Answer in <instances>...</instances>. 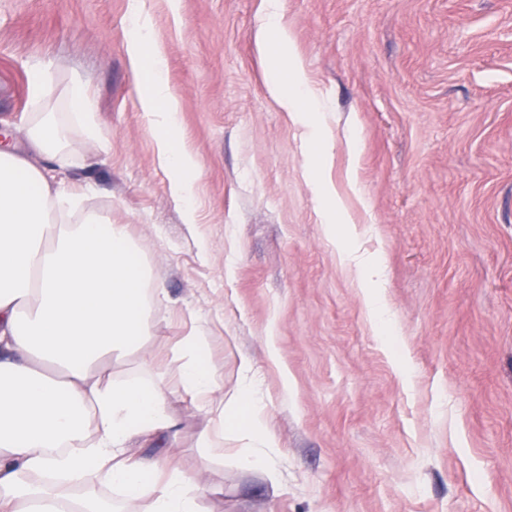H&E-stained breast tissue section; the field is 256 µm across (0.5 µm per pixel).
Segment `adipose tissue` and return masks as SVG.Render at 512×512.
<instances>
[{
  "mask_svg": "<svg viewBox=\"0 0 512 512\" xmlns=\"http://www.w3.org/2000/svg\"><path fill=\"white\" fill-rule=\"evenodd\" d=\"M265 4L259 37L270 57V90L305 129L307 183L344 262L364 274L368 314L381 318L388 311L383 266L350 247L360 231L319 174L326 159L322 107L281 24L279 0ZM131 11L137 34L128 53L143 77V110L160 134L159 157L191 224L199 163L177 143L178 104L164 51L141 20V0H132ZM66 158L64 129L51 112L31 113L0 143V512H98L79 493L90 474L119 492L118 512H201L206 485L179 469L169 448L140 451L174 434L167 389L136 373L112 378L101 366L103 358L124 360L147 343L162 291L125 225L84 212L92 186L68 191L48 182L43 161ZM181 348L183 386L212 422L198 447L220 448L225 433H234L243 442L239 465L277 480L276 442L249 363L225 399L206 337H186Z\"/></svg>",
  "mask_w": 512,
  "mask_h": 512,
  "instance_id": "adipose-tissue-1",
  "label": "adipose tissue"
}]
</instances>
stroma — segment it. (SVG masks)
<instances>
[{
  "label": "stroma",
  "mask_w": 512,
  "mask_h": 512,
  "mask_svg": "<svg viewBox=\"0 0 512 512\" xmlns=\"http://www.w3.org/2000/svg\"><path fill=\"white\" fill-rule=\"evenodd\" d=\"M329 109L323 180L385 261L404 358L382 343L307 186V145L269 90L263 0H143L181 144L200 163L185 224L127 52L130 0H0V121L96 102L67 125L63 188L127 225L164 298L115 377L171 392L175 454L202 512H512V0H280ZM51 74L44 106L29 69ZM358 152L350 154V135ZM203 333L225 392L260 381L277 484L198 447L182 340ZM69 114L72 121H82L90 125L93 111V100L81 90L79 86H74L68 97Z\"/></svg>",
  "instance_id": "stroma-1"
}]
</instances>
